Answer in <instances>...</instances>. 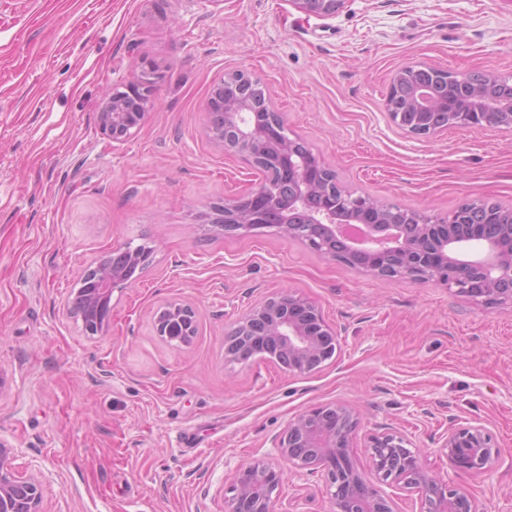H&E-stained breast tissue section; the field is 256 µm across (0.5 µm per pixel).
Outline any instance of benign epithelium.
I'll return each mask as SVG.
<instances>
[{
    "label": "benign epithelium",
    "mask_w": 512,
    "mask_h": 512,
    "mask_svg": "<svg viewBox=\"0 0 512 512\" xmlns=\"http://www.w3.org/2000/svg\"><path fill=\"white\" fill-rule=\"evenodd\" d=\"M307 15L333 16L344 0H293ZM149 73L107 92L99 104L102 135L120 143L140 127L154 90ZM224 133L212 139L227 154L265 165L288 186L292 206L275 221L279 188L266 179L245 196L224 204L217 227L248 234L260 228L300 240L311 251L387 281L432 282L484 306L512 304V210L488 200H465L445 216L399 210L370 197L336 190L333 172L298 138L288 136L265 90L241 72L224 76ZM448 105L466 111L460 123L478 132L488 126L512 130V75L494 72L458 74L421 64L398 70L389 85V119L410 134L430 138L448 130L439 110ZM100 288L85 295L95 324L82 323L84 335H105L112 321V291L130 283L119 266H96ZM196 311L169 302L156 312V335L185 344L196 328ZM275 348L273 359L293 373L307 374L335 358L336 328L311 300L283 290L246 312L225 340V355L246 362L259 350ZM359 416L346 404H318L288 423L274 439L276 455L288 468L254 461L236 468L227 512H277L287 475L306 471L324 477L334 512H393L380 485L414 492L420 512H477L467 489L426 469L405 433L371 435L366 444L374 479L359 470L349 454ZM440 451L457 474H488L501 449L489 429L475 422L448 430ZM16 449L0 440V512H42L43 484L15 466Z\"/></svg>",
    "instance_id": "7a95c632"
}]
</instances>
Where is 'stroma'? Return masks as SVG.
Instances as JSON below:
<instances>
[{"mask_svg": "<svg viewBox=\"0 0 512 512\" xmlns=\"http://www.w3.org/2000/svg\"><path fill=\"white\" fill-rule=\"evenodd\" d=\"M416 63L512 74V0H345L328 18L292 0H0V439L41 475L44 512H225L236 467L334 401L361 414L350 453L366 473L368 437L398 430L450 475L443 436L484 423L501 456L457 481L479 512H512V306L214 223L263 178L207 131L210 91L237 71L352 193L441 215L512 206V131L424 140L390 121L391 76ZM144 71L159 78L144 121L112 142L98 104ZM127 245L148 248L145 269L114 289L108 335L88 338L66 300ZM283 289L335 326V359L309 374L228 360L234 322ZM170 301L197 313L178 347L153 330ZM280 499L332 510L317 474Z\"/></svg>", "mask_w": 512, "mask_h": 512, "instance_id": "stroma-1", "label": "stroma"}]
</instances>
